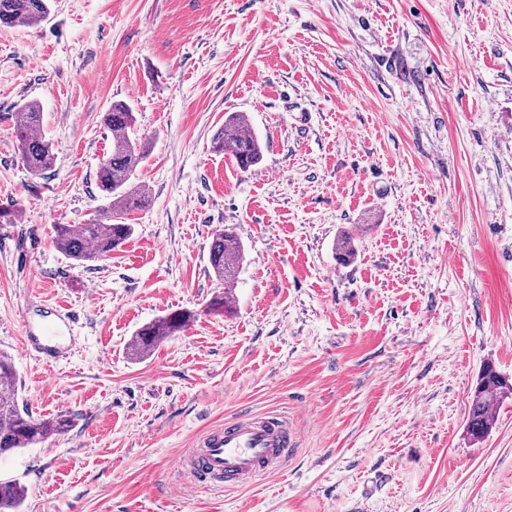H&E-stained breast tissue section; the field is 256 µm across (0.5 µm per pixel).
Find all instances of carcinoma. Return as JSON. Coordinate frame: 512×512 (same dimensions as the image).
Here are the masks:
<instances>
[{"mask_svg": "<svg viewBox=\"0 0 512 512\" xmlns=\"http://www.w3.org/2000/svg\"><path fill=\"white\" fill-rule=\"evenodd\" d=\"M51 0H0V24L37 27L50 19ZM42 123L40 105L25 101L19 105L15 133L20 158L25 169L40 175L54 163L51 145L39 134ZM102 123L112 137L110 151L100 161L96 185L105 203L96 207L84 224L54 225V243L59 251L84 266L112 254L132 235L133 225L125 216L149 205L146 186L136 182V176L150 153L149 142L137 134L136 117L130 105L114 102L103 113ZM210 150L216 154L230 153L244 171L262 159L261 140L253 133L246 115L230 112L224 126L211 139ZM243 245L228 228L215 231L209 249V264L215 278L229 287L243 260ZM190 310L164 315L140 327L130 343L135 357L148 354L160 341L184 330L195 320ZM512 394V385L493 367L481 373L471 398L467 430L474 439L490 432L491 410L503 398ZM70 421L59 416L47 420L34 416L20 407L16 371L12 359L0 354V454L38 443L52 434L65 432ZM24 498V490L15 483L0 482V512H16Z\"/></svg>", "mask_w": 512, "mask_h": 512, "instance_id": "1", "label": "carcinoma"}]
</instances>
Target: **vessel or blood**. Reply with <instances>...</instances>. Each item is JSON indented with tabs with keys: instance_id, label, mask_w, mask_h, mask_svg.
Masks as SVG:
<instances>
[{
	"instance_id": "b4317fda",
	"label": "vessel or blood",
	"mask_w": 512,
	"mask_h": 512,
	"mask_svg": "<svg viewBox=\"0 0 512 512\" xmlns=\"http://www.w3.org/2000/svg\"><path fill=\"white\" fill-rule=\"evenodd\" d=\"M74 315L64 312L26 327L25 348L44 358L60 345L74 342ZM298 440L286 417L277 413L240 412L224 424L205 430L185 452L182 463L196 482L233 489L270 477L279 470Z\"/></svg>"
}]
</instances>
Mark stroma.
Masks as SVG:
<instances>
[{"instance_id":"1","label":"stroma","mask_w":512,"mask_h":512,"mask_svg":"<svg viewBox=\"0 0 512 512\" xmlns=\"http://www.w3.org/2000/svg\"><path fill=\"white\" fill-rule=\"evenodd\" d=\"M32 99L55 156L37 176L14 131ZM115 101L152 202L80 267L53 227L98 203ZM228 112L262 142L245 172L209 150ZM224 227L245 258L208 313ZM40 303L79 316L51 362L23 348ZM0 352L20 403L72 422L0 455L19 512H512V398L466 432L483 366L512 380V0H53L0 26ZM245 408L288 415L287 467L190 484L183 452ZM197 314L190 310L169 313L143 325L134 334L130 343V353L135 357L148 354L160 341L184 330Z\"/></svg>"}]
</instances>
